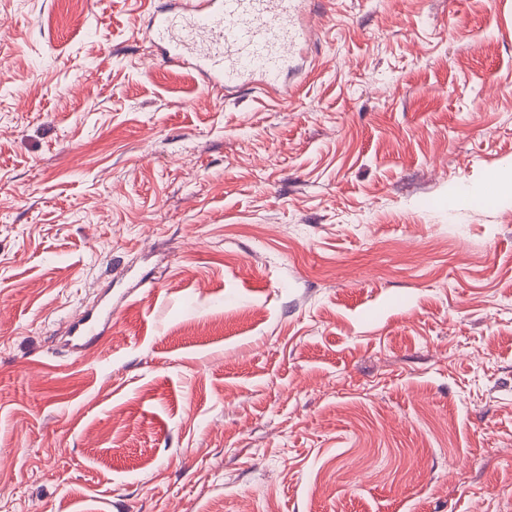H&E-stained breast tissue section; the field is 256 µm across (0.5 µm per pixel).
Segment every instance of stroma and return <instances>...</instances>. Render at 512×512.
Here are the masks:
<instances>
[{"instance_id":"stroma-1","label":"stroma","mask_w":512,"mask_h":512,"mask_svg":"<svg viewBox=\"0 0 512 512\" xmlns=\"http://www.w3.org/2000/svg\"><path fill=\"white\" fill-rule=\"evenodd\" d=\"M314 9L284 103L0 0L11 512H512V0ZM107 322L101 323V318L93 311H84L71 320L69 325V341H76L73 346L77 351L90 348L104 332Z\"/></svg>"}]
</instances>
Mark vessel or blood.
I'll return each mask as SVG.
<instances>
[{
  "label": "vessel or blood",
  "instance_id": "vessel-or-blood-1",
  "mask_svg": "<svg viewBox=\"0 0 512 512\" xmlns=\"http://www.w3.org/2000/svg\"><path fill=\"white\" fill-rule=\"evenodd\" d=\"M313 0H178L152 12L147 37L166 60L196 70L208 90L261 87L288 101L297 90L286 76L312 39ZM99 315L71 320L77 350L104 332Z\"/></svg>",
  "mask_w": 512,
  "mask_h": 512
}]
</instances>
